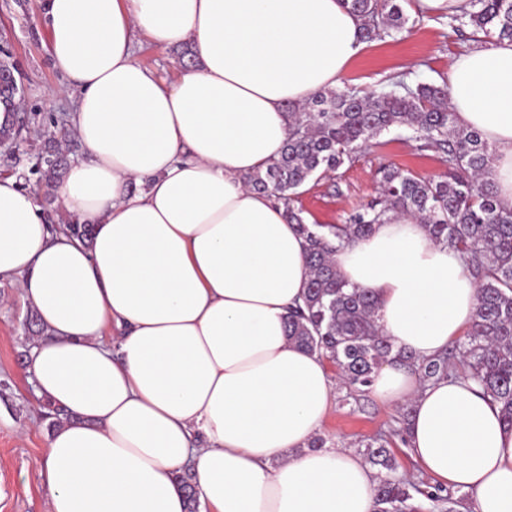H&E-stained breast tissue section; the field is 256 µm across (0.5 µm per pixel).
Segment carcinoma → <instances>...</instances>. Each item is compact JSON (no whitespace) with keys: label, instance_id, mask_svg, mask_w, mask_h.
Instances as JSON below:
<instances>
[{"label":"carcinoma","instance_id":"1","mask_svg":"<svg viewBox=\"0 0 512 512\" xmlns=\"http://www.w3.org/2000/svg\"><path fill=\"white\" fill-rule=\"evenodd\" d=\"M360 18L362 40L392 37L409 21L403 0H342ZM459 31L470 26L488 38L512 40V0H468V7L448 16ZM11 65L0 61V94L21 91ZM390 89H326L304 105L290 104L289 134L280 155L246 177L253 190L283 204L288 223L305 242L308 270L303 303L291 308L289 339L336 367L349 392L371 389L379 368L400 361L424 383L463 379L501 405L512 426V209L504 207L491 180L494 145L480 132L458 124L448 104L447 84H409L401 79ZM26 117L13 111L0 125V144L22 139ZM411 131L420 152L441 154L444 170L435 177L417 176L396 166L380 168L378 197L351 213L343 224H309L296 206L300 189L310 180L336 172L379 135ZM66 155L57 145L41 157L38 172L48 186L61 181ZM392 212L415 217L438 244L457 252L478 288L476 318L470 332L447 352L416 361L383 335L376 319L374 292L351 287L333 262L336 250L370 235ZM405 426L361 439L366 461L377 468L376 512H472L469 495L443 492L398 471L392 436Z\"/></svg>","mask_w":512,"mask_h":512}]
</instances>
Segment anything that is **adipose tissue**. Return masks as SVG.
<instances>
[{
	"label": "adipose tissue",
	"mask_w": 512,
	"mask_h": 512,
	"mask_svg": "<svg viewBox=\"0 0 512 512\" xmlns=\"http://www.w3.org/2000/svg\"><path fill=\"white\" fill-rule=\"evenodd\" d=\"M49 52L83 156L56 187L90 243L0 179V279L43 332L27 371L73 412L37 477L48 512H375L374 471L343 446L308 449L334 398L328 364L286 335L307 287L304 241L244 179L277 157L287 107L334 87L362 50L341 0H46ZM191 44L175 81L139 64V36ZM460 125L496 149L512 207V41L483 42L446 79ZM372 290L398 348L433 357L471 328L477 284L424 224L392 215L334 256ZM372 392L407 405V451L473 512H512V427L468 381L421 382L396 361Z\"/></svg>",
	"instance_id": "obj_1"
}]
</instances>
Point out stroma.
<instances>
[{
  "label": "stroma",
  "mask_w": 512,
  "mask_h": 512,
  "mask_svg": "<svg viewBox=\"0 0 512 512\" xmlns=\"http://www.w3.org/2000/svg\"><path fill=\"white\" fill-rule=\"evenodd\" d=\"M411 29L383 41L365 44L341 76L340 85L381 88L389 78L441 83L455 58L471 49V35H459L447 14L428 15L406 0ZM0 53L7 55L24 87L22 111L30 119L26 139L12 154L0 152V177L16 179L24 188L45 194L32 167L45 140L68 144L74 133L68 99L50 98L62 78L53 68L44 21V0H0ZM393 164L421 176L442 171L438 154L418 151L404 132L394 130L357 154L331 176L309 181L298 199L310 224H340L376 196L378 169ZM29 311L14 284L0 280V512H47V501L36 478L50 431L29 374L19 361L31 337L24 328ZM347 391L336 387V400L319 429L327 443L353 442L387 432L399 407L380 404L373 395L346 404Z\"/></svg>",
  "instance_id": "obj_1"
}]
</instances>
